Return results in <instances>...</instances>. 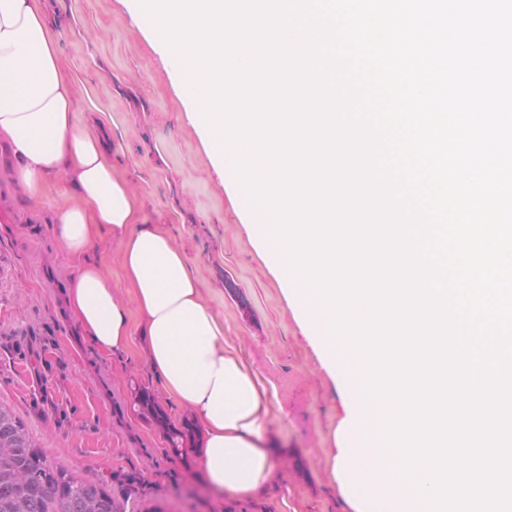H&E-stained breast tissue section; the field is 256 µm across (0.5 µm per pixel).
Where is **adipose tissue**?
<instances>
[{"label": "adipose tissue", "instance_id": "1", "mask_svg": "<svg viewBox=\"0 0 512 512\" xmlns=\"http://www.w3.org/2000/svg\"><path fill=\"white\" fill-rule=\"evenodd\" d=\"M71 80L38 0H0V142L31 200L49 177L71 176L78 197L56 234L79 268L70 308L90 342L119 356L141 340L152 370L202 434L200 464L232 497L253 494L276 470L265 420L266 391L224 349V326L206 307L187 260L160 228L143 223L141 204L112 173L101 136L74 121ZM122 245L124 273L139 313L131 324L100 267L87 254L99 233Z\"/></svg>", "mask_w": 512, "mask_h": 512}]
</instances>
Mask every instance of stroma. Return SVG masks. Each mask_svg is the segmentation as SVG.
<instances>
[{
    "label": "stroma",
    "instance_id": "obj_1",
    "mask_svg": "<svg viewBox=\"0 0 512 512\" xmlns=\"http://www.w3.org/2000/svg\"><path fill=\"white\" fill-rule=\"evenodd\" d=\"M58 59L74 79L75 115L95 128L148 223L166 230L224 325V347L267 391L277 464L254 497L233 499L207 482L197 455L172 457L163 436L131 408L149 387L173 421L186 408L167 396L140 344L111 358L71 314L78 270L59 246L54 218L75 203L69 179L39 203L16 184L0 148V403L23 421L48 462L107 482L125 512H349L331 472L340 401L288 303V292L233 203L169 61L133 19L134 0H43ZM112 292L135 311L121 247L101 235L88 254ZM133 475L135 489L119 482Z\"/></svg>",
    "mask_w": 512,
    "mask_h": 512
}]
</instances>
